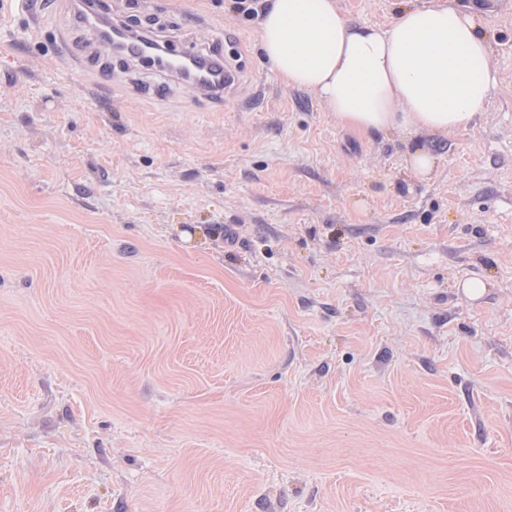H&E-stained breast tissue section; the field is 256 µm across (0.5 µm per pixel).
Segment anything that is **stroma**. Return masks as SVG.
I'll use <instances>...</instances> for the list:
<instances>
[{
	"mask_svg": "<svg viewBox=\"0 0 512 512\" xmlns=\"http://www.w3.org/2000/svg\"><path fill=\"white\" fill-rule=\"evenodd\" d=\"M474 2L500 83L425 178L224 0L118 5L234 32L221 108L0 9V512H512V0Z\"/></svg>",
	"mask_w": 512,
	"mask_h": 512,
	"instance_id": "1",
	"label": "stroma"
}]
</instances>
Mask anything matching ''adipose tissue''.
<instances>
[{
    "mask_svg": "<svg viewBox=\"0 0 512 512\" xmlns=\"http://www.w3.org/2000/svg\"><path fill=\"white\" fill-rule=\"evenodd\" d=\"M259 50L289 86L366 135L468 128L499 81L481 15L449 0L405 2L383 29L350 20L336 0H267Z\"/></svg>",
    "mask_w": 512,
    "mask_h": 512,
    "instance_id": "ef3b65f1",
    "label": "adipose tissue"
}]
</instances>
